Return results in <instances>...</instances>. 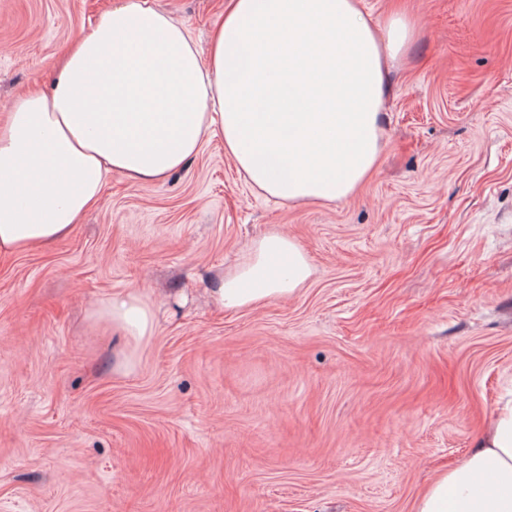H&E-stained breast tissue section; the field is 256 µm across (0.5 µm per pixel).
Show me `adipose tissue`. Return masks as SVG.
<instances>
[{
	"mask_svg": "<svg viewBox=\"0 0 512 512\" xmlns=\"http://www.w3.org/2000/svg\"><path fill=\"white\" fill-rule=\"evenodd\" d=\"M416 27L395 16L379 36L361 0H231L202 49L153 0H114L74 37L52 88L30 90L0 118V255L66 238L109 176L164 179L210 134L269 197L348 198L376 168L386 63ZM312 274L295 238L276 230L251 243L211 298L252 308L295 295ZM99 316L136 342L156 326L153 302L137 295ZM414 512H512V398Z\"/></svg>",
	"mask_w": 512,
	"mask_h": 512,
	"instance_id": "ef3b65f1",
	"label": "adipose tissue"
}]
</instances>
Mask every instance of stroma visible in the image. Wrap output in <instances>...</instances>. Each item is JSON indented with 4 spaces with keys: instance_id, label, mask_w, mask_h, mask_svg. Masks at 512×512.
I'll return each mask as SVG.
<instances>
[{
    "instance_id": "stroma-1",
    "label": "stroma",
    "mask_w": 512,
    "mask_h": 512,
    "mask_svg": "<svg viewBox=\"0 0 512 512\" xmlns=\"http://www.w3.org/2000/svg\"><path fill=\"white\" fill-rule=\"evenodd\" d=\"M154 2L202 44L227 0ZM110 4L0 0V113ZM362 8L418 33L355 195L267 198L211 136L0 259V512H413L471 451L512 391V0ZM277 229L305 287L217 308L211 281ZM130 293L157 304L136 347L96 318Z\"/></svg>"
}]
</instances>
